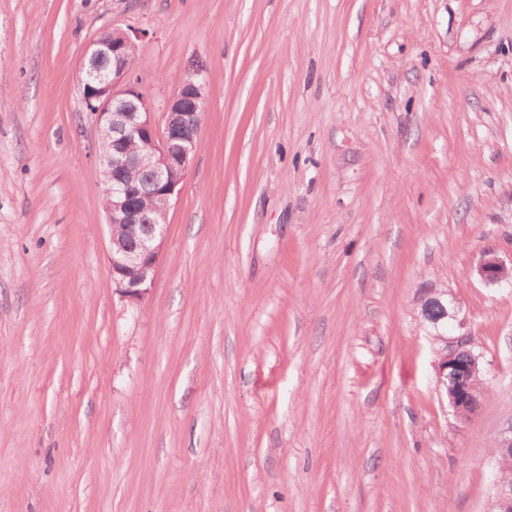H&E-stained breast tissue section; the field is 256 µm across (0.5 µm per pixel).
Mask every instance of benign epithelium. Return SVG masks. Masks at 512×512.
I'll list each match as a JSON object with an SVG mask.
<instances>
[{
    "mask_svg": "<svg viewBox=\"0 0 512 512\" xmlns=\"http://www.w3.org/2000/svg\"><path fill=\"white\" fill-rule=\"evenodd\" d=\"M131 35L112 29V39H96L80 62V91L85 105L96 116L99 139L112 141L115 153L99 154L98 166L104 193L109 232L112 280L122 296L140 298L152 283L166 224H138V197L126 174L138 171L149 176L164 211H169L178 186L186 177L200 148L199 130L207 105V69L190 66L173 93L165 100L162 124H156L143 94L136 87L127 60L137 56ZM487 285L512 287V264L489 253L477 268ZM416 320L428 340L442 339L433 349L435 388L452 414L469 418L479 408L482 395L476 390L487 377L482 353L477 349L466 318L446 288L431 286L416 298ZM498 448L512 455V423L498 430ZM490 512H512V483L491 475Z\"/></svg>",
    "mask_w": 512,
    "mask_h": 512,
    "instance_id": "7a95c632",
    "label": "benign epithelium"
}]
</instances>
